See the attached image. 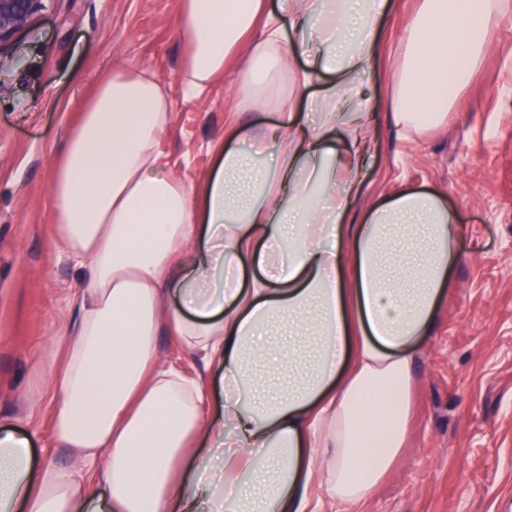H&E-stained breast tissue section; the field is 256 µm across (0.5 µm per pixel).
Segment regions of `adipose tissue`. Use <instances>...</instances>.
<instances>
[{"label": "adipose tissue", "instance_id": "adipose-tissue-1", "mask_svg": "<svg viewBox=\"0 0 512 512\" xmlns=\"http://www.w3.org/2000/svg\"><path fill=\"white\" fill-rule=\"evenodd\" d=\"M506 3L423 0L382 102L386 0H285L280 15L177 0L184 91L235 61L231 110L246 118L232 134L249 147L216 146L200 181L176 176L163 82L118 68L98 86L50 171L79 315L50 340L35 394L66 461L33 467L29 439L0 429V512H310L324 498L356 512L407 445L417 346L462 236L432 191L348 223L374 114L390 109L406 138L443 124ZM326 73L304 124L296 106ZM272 105L277 120H258ZM164 333L222 371L217 395L167 363Z\"/></svg>", "mask_w": 512, "mask_h": 512}]
</instances>
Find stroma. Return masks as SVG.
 I'll use <instances>...</instances> for the list:
<instances>
[{"label":"stroma","instance_id":"35a3bbf8","mask_svg":"<svg viewBox=\"0 0 512 512\" xmlns=\"http://www.w3.org/2000/svg\"><path fill=\"white\" fill-rule=\"evenodd\" d=\"M186 52L176 0H52L0 47V423L30 438L35 462L63 460L46 405L32 406L37 359L75 318L76 272L59 246L49 171L112 68L156 74L171 99L161 147L185 178L208 174L232 119L235 68L197 97L179 80ZM353 206L407 189L439 192L465 234L430 335L419 346L411 443L364 512H512V13L446 126L401 139L376 114Z\"/></svg>","mask_w":512,"mask_h":512}]
</instances>
